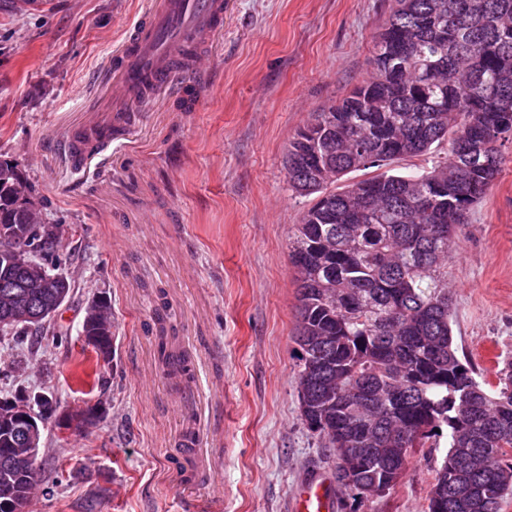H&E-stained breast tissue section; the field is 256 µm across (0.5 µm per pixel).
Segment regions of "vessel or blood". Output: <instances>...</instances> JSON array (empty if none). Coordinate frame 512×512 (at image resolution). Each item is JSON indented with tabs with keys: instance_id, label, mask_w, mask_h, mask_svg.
<instances>
[{
	"instance_id": "1",
	"label": "vessel or blood",
	"mask_w": 512,
	"mask_h": 512,
	"mask_svg": "<svg viewBox=\"0 0 512 512\" xmlns=\"http://www.w3.org/2000/svg\"><path fill=\"white\" fill-rule=\"evenodd\" d=\"M225 0H159L130 30L112 56L113 118L86 127L73 139L69 153L75 165L102 152L124 126L129 103L160 94L179 78L197 73L202 57L224 29ZM332 493L319 478L310 479L292 512H332Z\"/></svg>"
}]
</instances>
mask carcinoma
I'll use <instances>...</instances> for the list:
<instances>
[{"label": "carcinoma", "instance_id": "cac0c4a2", "mask_svg": "<svg viewBox=\"0 0 512 512\" xmlns=\"http://www.w3.org/2000/svg\"><path fill=\"white\" fill-rule=\"evenodd\" d=\"M371 76L288 143L289 190L313 197L288 236L297 288L296 383L300 419L336 454L354 503L360 489L388 494L411 453L447 437L427 512H502L512 496V357L495 382L459 355L448 297V259L472 209L502 170L512 139V0H396L373 36ZM464 139L475 157L459 149ZM448 157L407 174L384 168L433 153ZM375 169L335 188L350 172ZM18 165L0 160V248L5 235L48 269L67 262L62 229L40 217ZM70 281L35 279L0 260V322L21 305L55 308ZM158 349L169 375L188 360ZM68 332L36 323L12 339ZM85 347L112 363L113 337ZM42 485L37 461L0 470V500Z\"/></svg>", "mask_w": 512, "mask_h": 512}]
</instances>
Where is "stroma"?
<instances>
[{"mask_svg":"<svg viewBox=\"0 0 512 512\" xmlns=\"http://www.w3.org/2000/svg\"><path fill=\"white\" fill-rule=\"evenodd\" d=\"M153 0H0V160L15 162L46 222L64 236L75 288L58 325L78 331L88 301L112 300L115 358L79 341L0 342V398L34 387L67 408L101 400L105 418L60 437L45 423L37 463L85 475L39 512H288L324 440L299 416L297 288L288 235L310 205L283 169L290 140L370 75L374 32L393 0H229L190 110L178 91L129 106L122 142L85 166L79 127L111 118L112 53ZM448 263L453 332L487 380L512 353V140ZM192 377L158 361L159 312ZM196 442L180 456L186 432ZM444 448H420L401 483L358 512H426Z\"/></svg>","mask_w":512,"mask_h":512,"instance_id":"stroma-1","label":"stroma"}]
</instances>
